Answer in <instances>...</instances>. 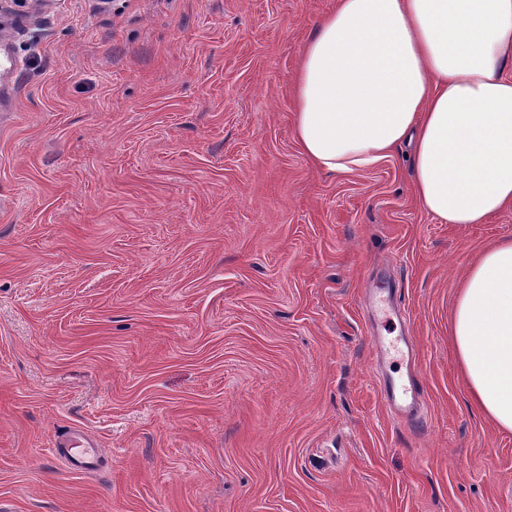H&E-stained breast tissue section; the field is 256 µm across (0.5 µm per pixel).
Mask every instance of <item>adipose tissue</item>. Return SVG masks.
Here are the masks:
<instances>
[{"instance_id": "1", "label": "adipose tissue", "mask_w": 512, "mask_h": 512, "mask_svg": "<svg viewBox=\"0 0 512 512\" xmlns=\"http://www.w3.org/2000/svg\"><path fill=\"white\" fill-rule=\"evenodd\" d=\"M293 89L315 167L365 169L407 143L416 195L441 222L512 209V0H337ZM451 336L472 403L512 433V236L459 285Z\"/></svg>"}]
</instances>
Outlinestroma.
Segmentation results:
<instances>
[{"label":"stroma","instance_id":"1","mask_svg":"<svg viewBox=\"0 0 512 512\" xmlns=\"http://www.w3.org/2000/svg\"><path fill=\"white\" fill-rule=\"evenodd\" d=\"M335 3L0 0V512H512L450 334L512 210L440 223L404 147L310 163ZM411 353L421 428L381 399ZM57 450L73 469L80 471L95 470L102 462V452L95 446L75 444L62 446Z\"/></svg>","mask_w":512,"mask_h":512}]
</instances>
